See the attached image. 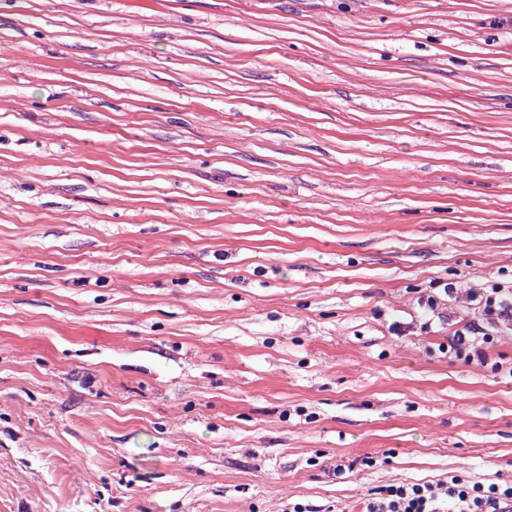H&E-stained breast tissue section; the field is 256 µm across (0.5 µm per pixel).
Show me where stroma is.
Returning a JSON list of instances; mask_svg holds the SVG:
<instances>
[{
  "instance_id": "stroma-1",
  "label": "stroma",
  "mask_w": 512,
  "mask_h": 512,
  "mask_svg": "<svg viewBox=\"0 0 512 512\" xmlns=\"http://www.w3.org/2000/svg\"><path fill=\"white\" fill-rule=\"evenodd\" d=\"M489 277L512 0H0V512L512 481ZM477 330H482L478 328L475 322H469L464 326L463 329L458 330L454 336H456V340L454 343V348L456 352V357L459 360H464L465 362H469L473 359L474 356L481 357L482 352L478 350V346L475 345V340L470 338V333H475ZM478 332V331H477Z\"/></svg>"
}]
</instances>
